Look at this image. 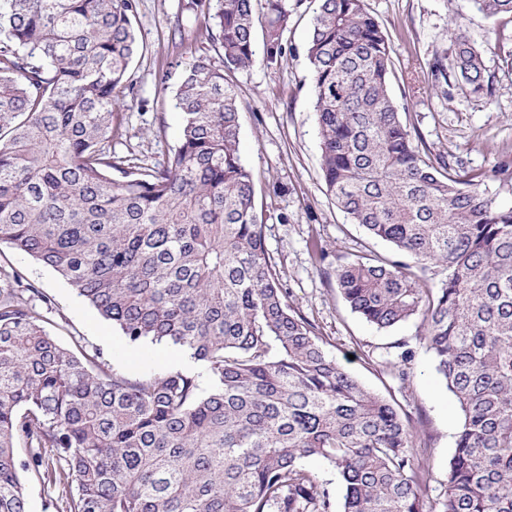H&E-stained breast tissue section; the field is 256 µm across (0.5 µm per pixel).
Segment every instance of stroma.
I'll return each instance as SVG.
<instances>
[{
    "instance_id": "1",
    "label": "stroma",
    "mask_w": 512,
    "mask_h": 512,
    "mask_svg": "<svg viewBox=\"0 0 512 512\" xmlns=\"http://www.w3.org/2000/svg\"><path fill=\"white\" fill-rule=\"evenodd\" d=\"M189 3L139 0L135 27L143 51L131 64L133 85L126 105L113 118L119 128L112 140L117 155L149 164L164 158L179 139L181 116L172 107L173 90L192 58L209 49L204 20ZM365 6L390 43L393 96L431 155L456 157L467 171L486 172L502 153H512V67L504 60L505 51L512 50V18L491 22L471 0H365ZM311 18L308 12L294 17L284 36L287 63H257L231 74L241 110V155L255 176L266 248L291 303L318 326L330 355L365 387L417 418V438L427 446L418 469L427 505L438 512L461 422L459 406L420 344L417 322L389 330L370 325L340 296L332 265L317 262L310 252L316 241L329 258L365 248L384 256L392 253L387 243L369 238L363 227L352 223L326 191L305 55ZM454 22L484 50L494 85L488 102L457 90L442 98L425 89L429 64L436 52L449 47L448 29ZM495 27L501 32L496 42L490 38ZM0 266L20 271L50 297L49 328L62 343L81 337L87 350L99 354L110 369L128 376L203 373V366L179 346L130 342L61 276L30 256L2 245ZM404 346L414 351L412 377L406 383L397 377ZM25 488L28 512H64L74 492L73 485L38 480L26 481Z\"/></svg>"
}]
</instances>
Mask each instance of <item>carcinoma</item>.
<instances>
[{
  "label": "carcinoma",
  "mask_w": 512,
  "mask_h": 512,
  "mask_svg": "<svg viewBox=\"0 0 512 512\" xmlns=\"http://www.w3.org/2000/svg\"><path fill=\"white\" fill-rule=\"evenodd\" d=\"M313 2L327 192L394 252L336 256V288L379 329L419 321L460 406L440 512H512V205L485 188L512 187V157L482 175L430 157L364 0ZM474 4L512 17V0ZM301 5L264 0L259 16L255 0H192L212 53L180 77L177 146L141 165L112 151L138 0H0V245L54 270L129 341L184 348L210 379L108 370L77 338L62 345L39 311L50 298L0 267V512H26L29 472L75 483L66 512H427L409 417L290 303L239 150L226 73L287 62ZM429 75L445 98L494 93L484 51L456 28ZM310 458L339 476L341 510Z\"/></svg>",
  "instance_id": "1"
}]
</instances>
